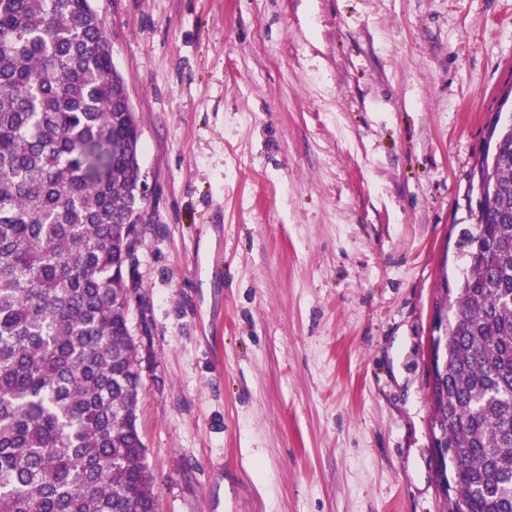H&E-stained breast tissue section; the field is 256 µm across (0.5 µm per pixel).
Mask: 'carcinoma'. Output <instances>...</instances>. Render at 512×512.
<instances>
[{
    "instance_id": "1",
    "label": "carcinoma",
    "mask_w": 512,
    "mask_h": 512,
    "mask_svg": "<svg viewBox=\"0 0 512 512\" xmlns=\"http://www.w3.org/2000/svg\"><path fill=\"white\" fill-rule=\"evenodd\" d=\"M93 0H0V512H155L126 276L139 119ZM448 306L431 427L462 512H512V132Z\"/></svg>"
}]
</instances>
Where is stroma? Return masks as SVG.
<instances>
[{
    "label": "stroma",
    "mask_w": 512,
    "mask_h": 512,
    "mask_svg": "<svg viewBox=\"0 0 512 512\" xmlns=\"http://www.w3.org/2000/svg\"><path fill=\"white\" fill-rule=\"evenodd\" d=\"M153 209L158 512H444L428 345L512 120V0H94Z\"/></svg>",
    "instance_id": "obj_1"
}]
</instances>
